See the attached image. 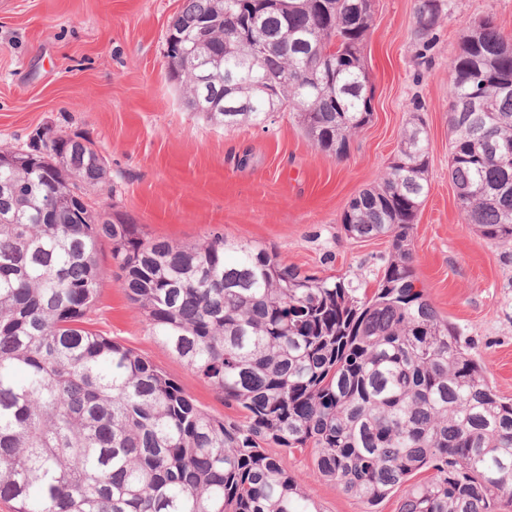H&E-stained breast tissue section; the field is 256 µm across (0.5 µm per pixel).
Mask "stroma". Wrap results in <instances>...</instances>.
I'll list each match as a JSON object with an SVG mask.
<instances>
[{"label":"stroma","instance_id":"1","mask_svg":"<svg viewBox=\"0 0 512 512\" xmlns=\"http://www.w3.org/2000/svg\"><path fill=\"white\" fill-rule=\"evenodd\" d=\"M181 0H0V147L25 146L39 127L90 138L108 162L89 203L138 224L146 237L192 246L215 235L275 250L317 276L359 278L374 288L389 239L346 234L349 201L374 185L397 153L403 129L421 118L430 190L410 233L418 287L456 324L486 376L512 399V243L481 238L466 224L448 176L449 61L463 31L491 19L512 35V0H451L429 66L418 65L413 0H375L363 55L373 114L339 161L312 145L295 119L227 130L190 111L169 80L167 26ZM93 327L171 375L212 415L238 418L202 378L153 336L125 297L110 244H102ZM322 512L364 504L316 474L310 456L276 449Z\"/></svg>","mask_w":512,"mask_h":512}]
</instances>
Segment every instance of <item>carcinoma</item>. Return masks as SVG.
I'll use <instances>...</instances> for the list:
<instances>
[{
    "label": "carcinoma",
    "mask_w": 512,
    "mask_h": 512,
    "mask_svg": "<svg viewBox=\"0 0 512 512\" xmlns=\"http://www.w3.org/2000/svg\"><path fill=\"white\" fill-rule=\"evenodd\" d=\"M242 2L183 0L182 49L198 21L214 23L210 52L166 61L187 107L210 106L207 119L226 129L288 112L316 147L345 158L371 116L362 49L374 0H281L259 12L254 43L227 30ZM449 11L447 0H414L418 60ZM324 48L336 71L314 82L309 61ZM448 68L458 207L483 238L511 242L512 38L481 22ZM267 75L279 79L271 95ZM44 131L29 137L28 161L5 150L0 163V501L11 512H321L270 447L309 450L316 473L365 512L404 484L398 512L512 503V400L416 288L408 241L429 193L421 122L341 218L355 238L391 241L369 294L267 247L219 235L184 247L105 218L82 192L104 182L105 157L84 135ZM105 241L152 335L240 419L205 412L91 327Z\"/></svg>",
    "instance_id": "1"
}]
</instances>
